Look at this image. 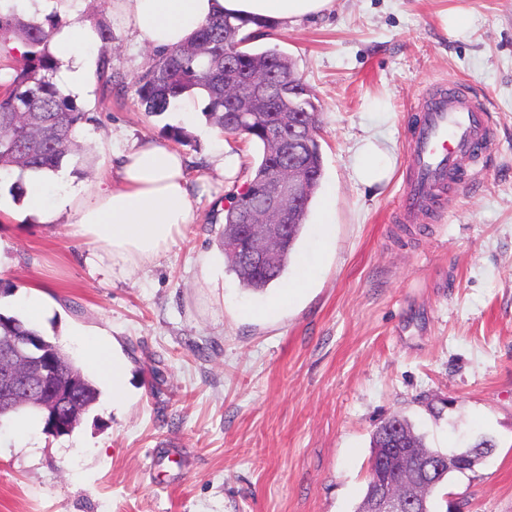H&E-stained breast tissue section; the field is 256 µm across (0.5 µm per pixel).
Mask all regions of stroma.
I'll return each mask as SVG.
<instances>
[{
    "instance_id": "35a3bbf8",
    "label": "stroma",
    "mask_w": 512,
    "mask_h": 512,
    "mask_svg": "<svg viewBox=\"0 0 512 512\" xmlns=\"http://www.w3.org/2000/svg\"><path fill=\"white\" fill-rule=\"evenodd\" d=\"M458 12L460 26L445 23ZM114 67L134 76L152 51L114 28ZM294 62L320 113L324 176L284 275L307 260L308 291L268 319L221 249L217 205L244 185L259 151L224 135L193 101L189 120L146 115L131 87L93 81L76 105L95 117L65 165L95 188L114 154L181 128L193 221L153 263L114 276L88 263L69 217L0 221V313L48 284L44 337L80 358L76 333L108 334L129 397L108 394L72 434L13 444L0 423V512H355L371 438L400 414L427 447L496 446L433 496L464 512H512V0H334L268 38ZM451 84L484 99L499 142L481 180L444 192L412 224L396 220L409 131L426 93ZM373 141L392 161L374 187L355 173ZM238 155L221 176L217 147ZM333 193L332 224L320 196ZM211 257L212 283L200 260Z\"/></svg>"
}]
</instances>
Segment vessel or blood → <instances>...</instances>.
<instances>
[{
	"label": "vessel or blood",
	"mask_w": 512,
	"mask_h": 512,
	"mask_svg": "<svg viewBox=\"0 0 512 512\" xmlns=\"http://www.w3.org/2000/svg\"><path fill=\"white\" fill-rule=\"evenodd\" d=\"M496 149L490 112L483 100L454 85L430 98L410 132L409 167L398 206L401 221L412 222L436 198L476 177Z\"/></svg>",
	"instance_id": "obj_1"
}]
</instances>
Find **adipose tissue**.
Returning a JSON list of instances; mask_svg holds the SVG:
<instances>
[{
    "mask_svg": "<svg viewBox=\"0 0 512 512\" xmlns=\"http://www.w3.org/2000/svg\"><path fill=\"white\" fill-rule=\"evenodd\" d=\"M40 8L68 16L54 31L47 48L58 62L55 80L64 93L83 95L90 89L95 60L89 46L99 40L95 26L74 0H38ZM332 0H110L113 19L152 49L186 44L208 18L227 14L295 25L330 9ZM114 183L96 191L68 184L65 170L21 173L20 204L0 202V216L18 222L30 218L53 222L73 216L74 234L90 246V263L105 265L121 275L152 263L172 244L181 227L190 223L187 160L167 145L144 142L116 155ZM90 371L107 386L113 403L126 396V367L110 343L87 341L84 354Z\"/></svg>",
    "mask_w": 512,
    "mask_h": 512,
    "instance_id": "1",
    "label": "adipose tissue"
}]
</instances>
